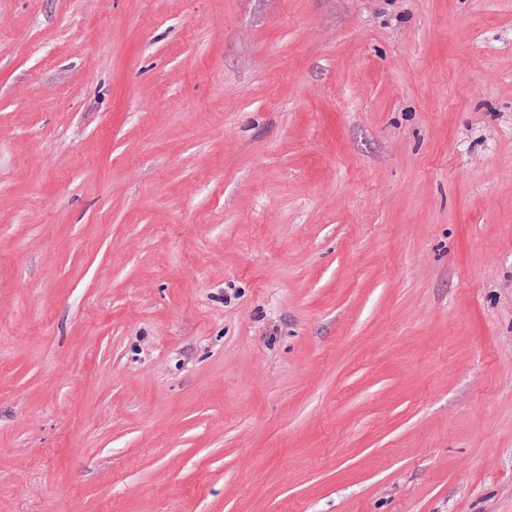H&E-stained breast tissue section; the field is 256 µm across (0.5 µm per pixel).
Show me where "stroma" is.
Listing matches in <instances>:
<instances>
[{
	"mask_svg": "<svg viewBox=\"0 0 512 512\" xmlns=\"http://www.w3.org/2000/svg\"><path fill=\"white\" fill-rule=\"evenodd\" d=\"M0 512H512V0H0Z\"/></svg>",
	"mask_w": 512,
	"mask_h": 512,
	"instance_id": "obj_1",
	"label": "stroma"
}]
</instances>
